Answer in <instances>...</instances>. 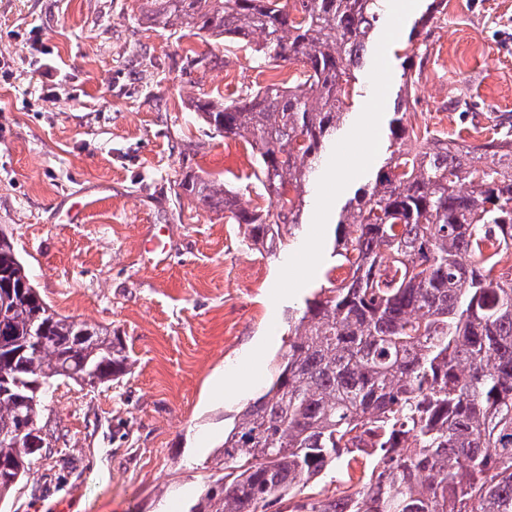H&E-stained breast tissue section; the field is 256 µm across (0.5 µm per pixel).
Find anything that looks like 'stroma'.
<instances>
[{
    "mask_svg": "<svg viewBox=\"0 0 512 512\" xmlns=\"http://www.w3.org/2000/svg\"><path fill=\"white\" fill-rule=\"evenodd\" d=\"M447 2L409 86L426 4L383 11L304 226L269 257L175 189L192 173L267 208L250 148L194 104L299 81V65L151 27L142 0H0V230L53 309L116 330L132 359L118 380L59 384L41 418L46 454L0 512H187L273 374L289 310L324 283L338 211L389 156L397 97L450 137L512 113V0ZM197 56L211 65L191 67ZM160 232L168 250L153 260L144 242Z\"/></svg>",
    "mask_w": 512,
    "mask_h": 512,
    "instance_id": "1",
    "label": "stroma"
}]
</instances>
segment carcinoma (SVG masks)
<instances>
[{
    "mask_svg": "<svg viewBox=\"0 0 512 512\" xmlns=\"http://www.w3.org/2000/svg\"><path fill=\"white\" fill-rule=\"evenodd\" d=\"M166 30L253 42L302 65L298 85L271 83L240 101L200 99L194 112L245 142L275 212L240 207L215 181L178 188L224 210L274 255L304 224L311 176L342 126L355 72L381 21L379 0H143ZM447 7L430 0L412 37ZM395 111L396 149L338 215L332 253L342 271L288 314L275 374L224 434L222 458L188 512H512V134L482 142L428 130ZM490 156L488 162L482 161ZM121 336L48 305L0 234V500L42 447L45 392L54 382L98 384L128 371ZM28 426L19 433L20 425ZM354 492L301 496L311 481H353Z\"/></svg>",
    "mask_w": 512,
    "mask_h": 512,
    "instance_id": "obj_1",
    "label": "carcinoma"
}]
</instances>
